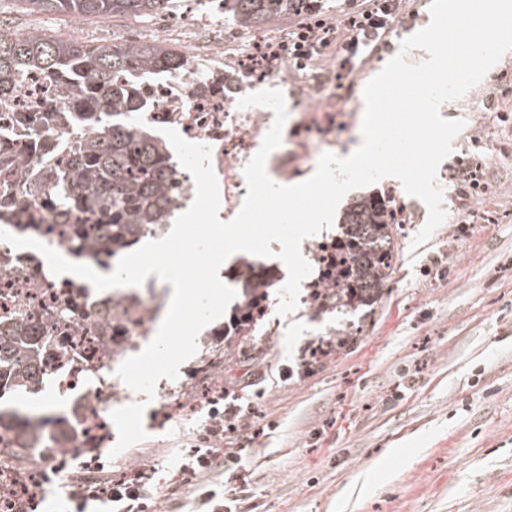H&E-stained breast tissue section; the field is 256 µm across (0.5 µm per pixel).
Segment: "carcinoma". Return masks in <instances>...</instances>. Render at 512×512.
I'll return each instance as SVG.
<instances>
[{
    "mask_svg": "<svg viewBox=\"0 0 512 512\" xmlns=\"http://www.w3.org/2000/svg\"><path fill=\"white\" fill-rule=\"evenodd\" d=\"M25 9L38 13H63L76 18L108 19L123 15L151 17L171 10L173 0H18ZM235 25L264 30L290 13L298 14L307 0H232ZM180 70L184 61L178 48L153 39L112 45H86L73 39L45 36L37 31L21 37L0 34V96L22 91L26 77L41 72L46 77L74 76L81 82L87 104L97 110L95 135L81 141L69 164L55 172L53 202L59 222L76 257L85 251L104 254L100 266L123 255L146 237L147 228L165 224L172 207H163L170 188L166 166L170 161L165 143L147 127L134 129L121 117L122 111L138 102L137 86L130 81L137 69ZM89 210L99 216L94 224H74L72 215ZM342 223L351 229V250L359 254L354 273L359 288H328L327 309L347 299L357 307L371 306L380 297L385 277L376 257L380 248H393V220L389 206L374 196L351 200ZM262 291L256 282L244 289L243 305L231 318L235 323L251 317V297ZM54 343L51 336H39L23 315L0 325V399L9 394L22 402L39 390L43 358ZM16 409H0V429L18 435V447L53 451L69 436L83 438L81 407L74 406L59 418H39L37 431Z\"/></svg>",
    "mask_w": 512,
    "mask_h": 512,
    "instance_id": "carcinoma-1",
    "label": "carcinoma"
}]
</instances>
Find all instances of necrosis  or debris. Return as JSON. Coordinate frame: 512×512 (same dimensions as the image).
<instances>
[{
  "label": "necrosis or debris",
  "instance_id": "necrosis-or-debris-1",
  "mask_svg": "<svg viewBox=\"0 0 512 512\" xmlns=\"http://www.w3.org/2000/svg\"><path fill=\"white\" fill-rule=\"evenodd\" d=\"M160 32L179 41L185 67L135 74L140 109L131 118L209 145L224 210L234 213L246 183L245 161L259 150L274 123L271 109L242 108L239 99L287 84L298 99L314 91L288 54L286 34L268 30L262 45L252 51L225 40L222 0H208L204 8L175 15ZM37 113L50 116V123L30 125ZM92 127L80 101H64L37 73L21 94L0 99V171H7L11 180L8 191L0 190V225L9 233L23 231L37 239L43 225L53 223L52 174ZM313 257L317 275L308 284L305 301L311 315L319 318L325 308L318 292L345 285L342 273L350 257L344 234L316 242ZM20 313L28 314L43 334L67 337L65 350L48 360L45 372L61 389L82 397L91 428L86 445L101 450L111 440L107 418L112 372L124 360L123 348L112 345L110 338L132 342L144 335L147 321L161 316L157 303L135 290L94 297L73 279L47 273L40 256L0 241V319Z\"/></svg>",
  "mask_w": 512,
  "mask_h": 512
}]
</instances>
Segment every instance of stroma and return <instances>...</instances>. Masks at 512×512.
Wrapping results in <instances>:
<instances>
[{
    "instance_id": "stroma-1",
    "label": "stroma",
    "mask_w": 512,
    "mask_h": 512,
    "mask_svg": "<svg viewBox=\"0 0 512 512\" xmlns=\"http://www.w3.org/2000/svg\"><path fill=\"white\" fill-rule=\"evenodd\" d=\"M161 18L128 29L93 19L88 44L146 41ZM382 59L342 86H328L341 109L305 101L289 108L281 184L308 179L323 153L361 142L363 89ZM464 120L436 183L445 221L413 246L425 204L402 201L409 223L392 230L396 266L377 302L356 312L312 318L305 305L276 336H256L248 358L226 360L223 320L206 326L179 368L185 402L225 389L248 425L224 447H244L242 478L212 472L177 485L182 456L210 416L160 420L159 399L135 393L112 409L122 455L104 451L112 472L153 469L147 512H196L197 486L224 491L229 512H512V50L463 97L441 107ZM496 145L487 154L482 141ZM483 165L488 190L462 200V166ZM351 332L350 344L321 359L310 345ZM401 449L372 489L367 471L386 449Z\"/></svg>"
}]
</instances>
